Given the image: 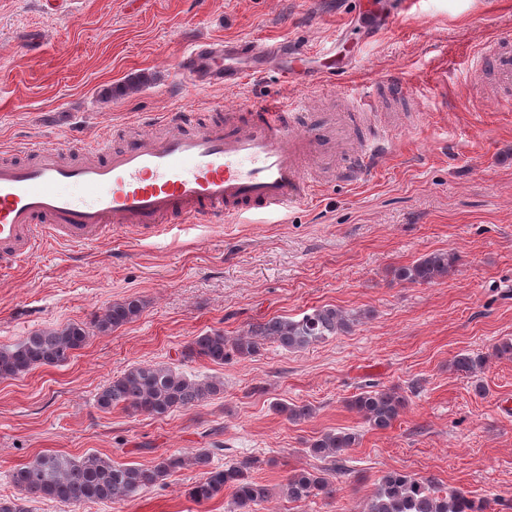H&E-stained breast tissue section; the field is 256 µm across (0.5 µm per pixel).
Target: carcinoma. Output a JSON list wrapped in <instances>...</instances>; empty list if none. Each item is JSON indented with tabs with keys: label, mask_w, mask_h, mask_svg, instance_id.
<instances>
[{
	"label": "carcinoma",
	"mask_w": 512,
	"mask_h": 512,
	"mask_svg": "<svg viewBox=\"0 0 512 512\" xmlns=\"http://www.w3.org/2000/svg\"><path fill=\"white\" fill-rule=\"evenodd\" d=\"M458 257L448 251L426 254L409 266L395 270L397 279L414 284H431L448 275ZM142 303L136 298L106 307L90 324L70 323L25 337L16 346L0 350V379L18 378L43 367L66 362L86 344L92 331L106 333L136 319ZM349 328V319L334 307H318L298 318L277 316L250 326L240 336L228 337L222 331H208L196 337L185 352L216 364L224 363L228 353L241 358L254 357L268 343L285 350L304 349ZM482 355H460L457 370L466 374L481 371ZM216 382H200L162 365H136L112 379L98 393L97 405L110 410L119 405L126 409L162 416L190 408L219 393ZM406 400L392 389L364 390L348 400L350 409L360 414L374 429H386L399 417ZM278 413L300 421L310 418L309 405L273 404ZM359 442L358 434L336 430L320 435L309 445L310 452L332 463L319 471H301L288 477L285 491L291 501H302L319 494L335 492L328 475L342 472L341 452ZM212 448H199L190 457L161 456L150 467L136 464L115 465L96 455L76 459L65 454H44L16 469L13 482L35 499L64 504L105 502L127 498L163 481L171 473L192 464L202 469V477L188 490L189 497L202 504L229 487L233 507L248 512L267 501L270 490L254 481L250 470L254 461L242 459L224 469L210 467ZM488 502L475 500L466 493L442 489L432 479H415L397 472L384 475L366 505V512H487Z\"/></svg>",
	"instance_id": "obj_1"
}]
</instances>
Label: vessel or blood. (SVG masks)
I'll return each mask as SVG.
<instances>
[{"mask_svg":"<svg viewBox=\"0 0 512 512\" xmlns=\"http://www.w3.org/2000/svg\"><path fill=\"white\" fill-rule=\"evenodd\" d=\"M303 55L285 42H198L180 63V85L188 93L234 87L263 73L273 57L282 59L286 78ZM472 65L512 89V46L485 48ZM157 121L167 136L142 134L118 150L87 143L79 163L65 162L63 140L33 148L29 161L0 159V270L29 262L53 239L96 248L114 234L154 232L173 218L219 224L305 205L318 193L320 170L340 160L344 176L358 181L378 168L394 137L388 130L344 153L355 114L308 115L301 93L225 113L222 124L204 130L195 129L187 106Z\"/></svg>","mask_w":512,"mask_h":512,"instance_id":"obj_1","label":"vessel or blood"}]
</instances>
